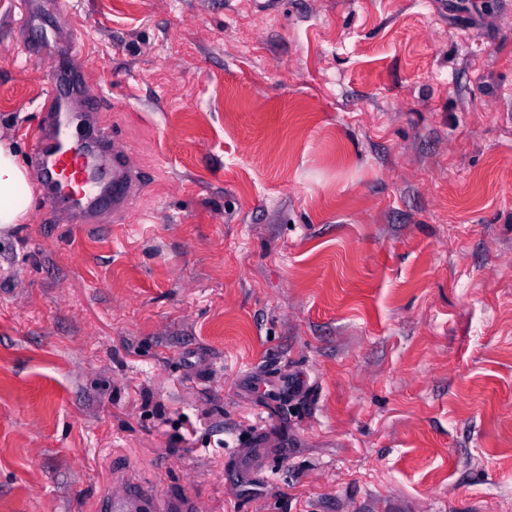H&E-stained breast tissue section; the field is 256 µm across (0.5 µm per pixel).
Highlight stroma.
Instances as JSON below:
<instances>
[{"mask_svg":"<svg viewBox=\"0 0 512 512\" xmlns=\"http://www.w3.org/2000/svg\"><path fill=\"white\" fill-rule=\"evenodd\" d=\"M31 2L0 135L78 39L142 188L0 227V512H512V0ZM147 501L151 502L152 507L149 510L153 512L199 511V506L195 500H169L161 503V500L154 497L149 491L129 486H121L118 490H111L102 501V510L104 512H143Z\"/></svg>","mask_w":512,"mask_h":512,"instance_id":"35a3bbf8","label":"stroma"}]
</instances>
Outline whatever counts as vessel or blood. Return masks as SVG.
<instances>
[{
  "label": "vessel or blood",
  "instance_id": "b4317fda",
  "mask_svg": "<svg viewBox=\"0 0 512 512\" xmlns=\"http://www.w3.org/2000/svg\"><path fill=\"white\" fill-rule=\"evenodd\" d=\"M80 70L61 66L50 92L48 119L35 137L33 171L48 201H63L66 223L89 224L100 208L111 205L123 212L140 190L137 172L123 145L109 143L103 135L66 140L68 127L81 121L74 109L80 91ZM198 512L193 500L160 501L152 493L128 486L111 491L102 501L103 512Z\"/></svg>",
  "mask_w": 512,
  "mask_h": 512
}]
</instances>
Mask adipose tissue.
Returning a JSON list of instances; mask_svg holds the SVG:
<instances>
[{"label":"adipose tissue","mask_w":512,"mask_h":512,"mask_svg":"<svg viewBox=\"0 0 512 512\" xmlns=\"http://www.w3.org/2000/svg\"><path fill=\"white\" fill-rule=\"evenodd\" d=\"M33 199L27 170L19 162L14 144L0 140V226L20 223Z\"/></svg>","instance_id":"1"}]
</instances>
